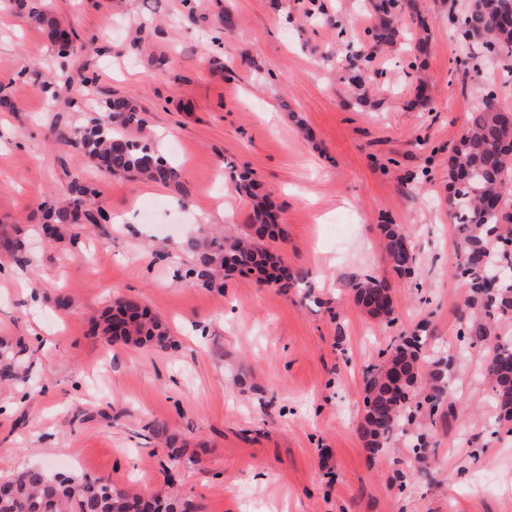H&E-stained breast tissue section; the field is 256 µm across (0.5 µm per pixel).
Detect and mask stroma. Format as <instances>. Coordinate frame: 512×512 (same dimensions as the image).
Instances as JSON below:
<instances>
[{"mask_svg":"<svg viewBox=\"0 0 512 512\" xmlns=\"http://www.w3.org/2000/svg\"><path fill=\"white\" fill-rule=\"evenodd\" d=\"M470 3L415 0L424 27L375 49L368 0H46L87 46L63 58L0 0V96L13 103L0 110V240L25 241L21 264L0 248V337L20 375L0 381V474L51 466L202 512H512V439L496 435L479 374L487 349L457 361L458 413L426 427V458L407 435L370 458L359 432L363 372L383 350L420 325L437 352L455 350L465 290L448 150L487 96L512 105V57L482 56L459 32ZM47 75L90 84L51 101ZM115 95L137 102L181 188L112 176L57 141ZM244 174L279 206L274 247L307 286L189 276L191 241L249 224ZM76 176L106 221L44 239L32 213L65 203ZM384 222L408 228L412 278H392ZM367 274L391 277L395 322L354 302ZM126 297L167 325L164 344L94 332Z\"/></svg>","mask_w":512,"mask_h":512,"instance_id":"1","label":"stroma"}]
</instances>
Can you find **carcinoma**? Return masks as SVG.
Masks as SVG:
<instances>
[{"label":"carcinoma","instance_id":"1","mask_svg":"<svg viewBox=\"0 0 512 512\" xmlns=\"http://www.w3.org/2000/svg\"><path fill=\"white\" fill-rule=\"evenodd\" d=\"M29 19L49 29L58 54L77 50L69 32L57 25L41 0H15ZM375 22L367 33L374 44H394L400 34L403 0H372ZM463 35L481 38L488 54H512V0H472L459 20ZM143 128L137 105L125 97L108 101L99 117L87 126L59 133V139L78 145L97 168L114 176H133L164 186L181 188L180 170L158 155L146 142L127 136L131 127ZM512 119L486 101L462 132L448 156L450 207L459 213L455 249L461 262L454 273L464 280L467 309L459 329V349L485 346L489 350L483 375L492 384L499 423L512 435V340L499 341L497 327L512 320ZM241 189L251 199V224L241 236H214L194 244L205 284L213 285L223 271L256 272L259 282L273 288H293L306 283L307 273L288 266L271 246L284 237L282 224L272 221L270 194L248 181ZM70 202L61 207H39L35 217L43 228L59 224L96 223L83 209L89 188L79 178L70 184ZM390 270L399 278L415 274L417 253L413 241L399 224L379 225ZM487 258L498 275L500 288H479L473 267ZM356 304L371 317L395 320L393 285L386 277L368 276L351 283ZM121 327L122 341L142 345L162 343L163 324L135 300L120 299L103 321L102 331L112 335ZM428 336L400 337L385 359L367 368L363 386L360 433L373 454L383 453L392 440L412 423L415 415L434 422L436 414L453 411L445 380L453 357L427 352ZM179 501L170 496L143 497L102 479L54 472L48 467H27L0 477V512H177Z\"/></svg>","mask_w":512,"mask_h":512}]
</instances>
